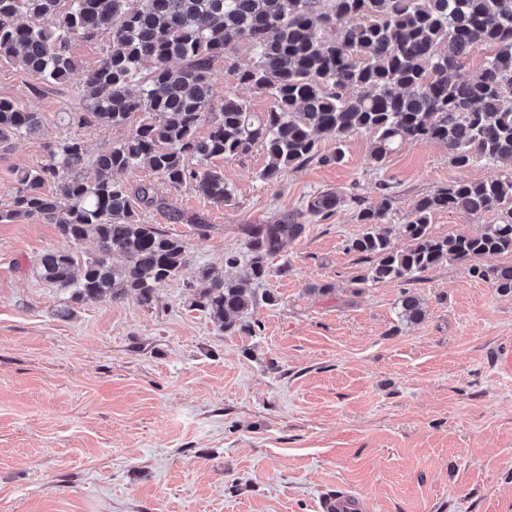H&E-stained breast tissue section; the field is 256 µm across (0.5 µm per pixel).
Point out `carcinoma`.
Returning <instances> with one entry per match:
<instances>
[{"label":"carcinoma","instance_id":"obj_1","mask_svg":"<svg viewBox=\"0 0 512 512\" xmlns=\"http://www.w3.org/2000/svg\"><path fill=\"white\" fill-rule=\"evenodd\" d=\"M102 32L109 46L86 70L70 43ZM241 43L251 51L246 64L235 56ZM478 44L494 48L483 69L450 80L448 71ZM219 61L239 83L269 94L274 107L258 114L238 96L215 100L211 70ZM0 63L20 64L48 83L77 82L82 111L71 118L81 125L121 127L139 115L128 137L93 159L78 139L53 145L50 161L24 170L11 205L0 210V223L36 215L69 241L97 242L80 268L67 251L40 258L44 279L78 301L134 296L149 304L156 288L187 267L184 242L141 223L133 209L170 208L156 184L116 178L143 162L169 188L192 187L214 204L232 190L213 160L260 146L268 157L260 178L274 183L283 170L315 158L339 163L341 149L322 153L320 141L339 144L357 132L371 134L378 166L401 143L422 140L444 144L460 167L512 164V0H0ZM44 123L42 113L0 99L1 144L34 135ZM201 125L208 127L202 138ZM339 203L324 193L308 211L326 215ZM389 209L385 194L360 209L370 228L351 244L368 263L358 283L407 281L456 261L512 293V265L482 263L512 253V173L456 182L418 199L400 225L410 241L402 251L388 232L374 231ZM439 211H496L501 220L478 234L438 236L430 221ZM303 230L288 217L245 225L244 277H267L269 258ZM202 275L209 287L194 305L226 332L250 330L241 316L253 299L242 284L213 268ZM401 317L422 319L415 295H404Z\"/></svg>","mask_w":512,"mask_h":512}]
</instances>
